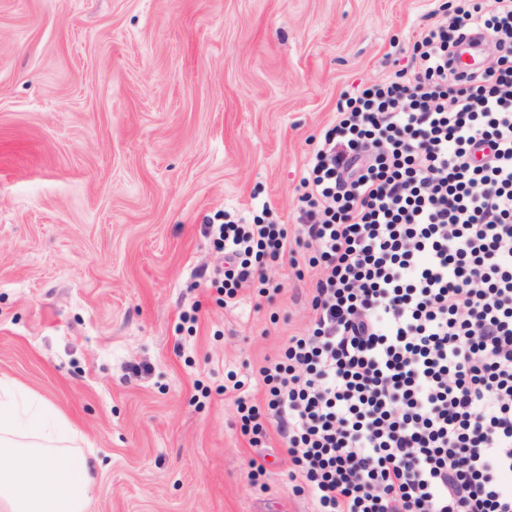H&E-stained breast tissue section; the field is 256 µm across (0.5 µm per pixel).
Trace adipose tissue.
I'll use <instances>...</instances> for the list:
<instances>
[{
    "instance_id": "1",
    "label": "adipose tissue",
    "mask_w": 512,
    "mask_h": 512,
    "mask_svg": "<svg viewBox=\"0 0 512 512\" xmlns=\"http://www.w3.org/2000/svg\"><path fill=\"white\" fill-rule=\"evenodd\" d=\"M29 421L0 380V512H86L94 486L87 461L63 449L57 410L37 403Z\"/></svg>"
}]
</instances>
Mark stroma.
I'll return each mask as SVG.
<instances>
[{
	"label": "stroma",
	"mask_w": 512,
	"mask_h": 512,
	"mask_svg": "<svg viewBox=\"0 0 512 512\" xmlns=\"http://www.w3.org/2000/svg\"><path fill=\"white\" fill-rule=\"evenodd\" d=\"M443 2L0 0V376L78 433L87 512H312L224 380L264 402L315 272L225 303L201 228L266 202L293 223L311 139Z\"/></svg>",
	"instance_id": "stroma-1"
}]
</instances>
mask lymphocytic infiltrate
<instances>
[{
  "mask_svg": "<svg viewBox=\"0 0 512 512\" xmlns=\"http://www.w3.org/2000/svg\"><path fill=\"white\" fill-rule=\"evenodd\" d=\"M493 68L455 75L472 31ZM412 75L343 96L313 149L297 228L225 213L204 233L225 301L306 246V334L229 388L241 431L274 421L314 512H512V0H466Z\"/></svg>",
  "mask_w": 512,
  "mask_h": 512,
  "instance_id": "1",
  "label": "lymphocytic infiltrate"
}]
</instances>
